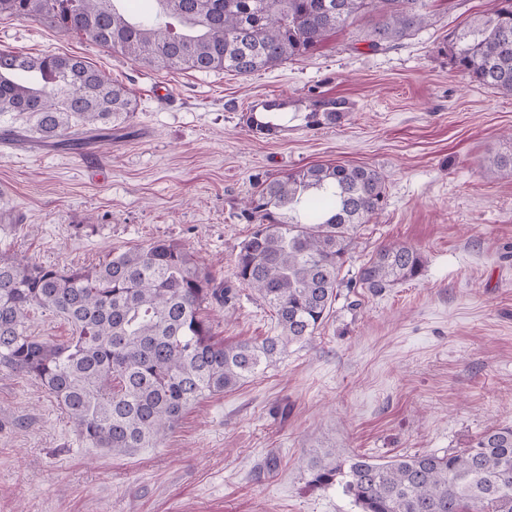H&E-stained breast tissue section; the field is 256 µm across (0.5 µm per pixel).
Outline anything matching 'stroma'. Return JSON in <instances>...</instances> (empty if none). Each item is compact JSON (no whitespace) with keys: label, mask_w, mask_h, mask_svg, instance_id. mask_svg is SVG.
I'll return each mask as SVG.
<instances>
[{"label":"stroma","mask_w":512,"mask_h":512,"mask_svg":"<svg viewBox=\"0 0 512 512\" xmlns=\"http://www.w3.org/2000/svg\"><path fill=\"white\" fill-rule=\"evenodd\" d=\"M489 6L431 0L429 25L394 48L368 50L358 26L247 77L147 66L0 16V49L82 57L137 99L130 133L76 151L0 114V254L91 268L174 242L234 293L230 308L206 311L218 338L261 339L275 320L233 276L254 181L337 162L387 185L324 324L266 374L192 406L157 447H87L43 386L0 373V512H359L341 488L308 486L313 457L443 455L512 424V178L484 173L511 146L512 97L468 82L441 52ZM318 95L346 99V120L305 128L296 115ZM274 98L292 120L276 137L249 136L242 114ZM13 127L22 136L7 138ZM391 243L421 253L419 278L357 287Z\"/></svg>","instance_id":"35a3bbf8"}]
</instances>
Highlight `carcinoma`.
Wrapping results in <instances>:
<instances>
[{"label": "carcinoma", "instance_id": "1", "mask_svg": "<svg viewBox=\"0 0 512 512\" xmlns=\"http://www.w3.org/2000/svg\"><path fill=\"white\" fill-rule=\"evenodd\" d=\"M118 0H0V15L34 21L130 60L198 72L250 76L304 57L331 34L370 18L368 47L389 48L430 20L429 0H153L130 20ZM443 51L464 78L512 96V0H491L480 17L448 35ZM133 91L76 56L0 50V113L15 112L54 145L112 138L136 111ZM286 103L243 113L255 137L284 130ZM341 98H314L304 127L341 123ZM512 177V152L487 165ZM386 178L375 169L322 163L268 176L245 198L239 219L254 225L236 255L237 283L273 311L277 333L260 341L218 338L209 307L231 289L164 240L93 269H60L0 254V371L39 381L91 448L114 454L153 448L200 400L262 374L292 343L311 337L344 283L359 228L382 211ZM414 248L389 244L362 267L359 283L381 292L418 278ZM62 317L59 343L29 334L30 311ZM308 485L337 483L360 512H512V425H492L459 452H422L378 462L334 451L309 461Z\"/></svg>", "mask_w": 512, "mask_h": 512}]
</instances>
